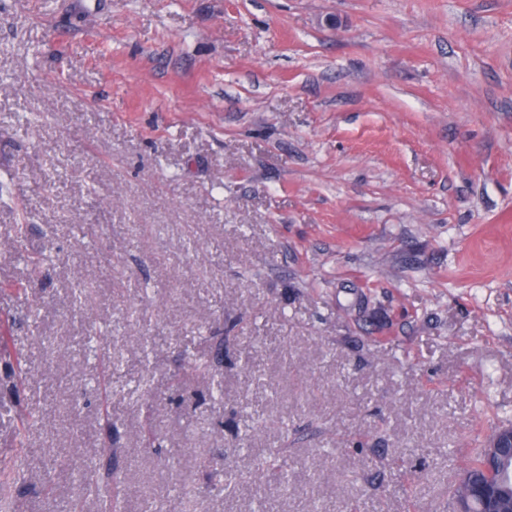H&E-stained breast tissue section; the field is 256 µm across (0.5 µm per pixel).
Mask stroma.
<instances>
[{"label": "stroma", "instance_id": "obj_1", "mask_svg": "<svg viewBox=\"0 0 512 512\" xmlns=\"http://www.w3.org/2000/svg\"><path fill=\"white\" fill-rule=\"evenodd\" d=\"M510 422L512 0H0V512H434ZM248 477L259 489L266 485L267 477H272L274 481L281 484H288V474L282 471L278 459L274 455L261 459L258 466Z\"/></svg>", "mask_w": 512, "mask_h": 512}]
</instances>
